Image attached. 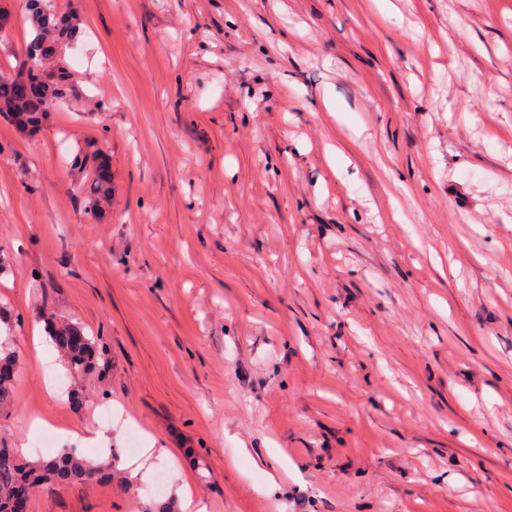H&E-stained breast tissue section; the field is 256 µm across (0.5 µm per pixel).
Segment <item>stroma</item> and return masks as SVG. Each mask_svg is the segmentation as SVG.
I'll use <instances>...</instances> for the list:
<instances>
[{
  "mask_svg": "<svg viewBox=\"0 0 512 512\" xmlns=\"http://www.w3.org/2000/svg\"><path fill=\"white\" fill-rule=\"evenodd\" d=\"M56 2L76 97L0 120V443L95 473L25 512H146L159 470L191 512H512V0ZM45 308L108 350L82 405ZM76 161L91 170L89 181L80 186V190L85 195V214L91 220H95L101 216L104 206L109 205L111 201L110 161L100 150L91 154L79 151L76 154ZM19 322V317L10 309L0 306V409L8 405L16 379L18 358L11 338ZM1 325L5 327V335H2Z\"/></svg>",
  "mask_w": 512,
  "mask_h": 512,
  "instance_id": "obj_1",
  "label": "stroma"
}]
</instances>
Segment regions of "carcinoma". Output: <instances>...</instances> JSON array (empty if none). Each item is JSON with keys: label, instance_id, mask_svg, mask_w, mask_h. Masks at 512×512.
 Wrapping results in <instances>:
<instances>
[{"label": "carcinoma", "instance_id": "cac0c4a2", "mask_svg": "<svg viewBox=\"0 0 512 512\" xmlns=\"http://www.w3.org/2000/svg\"><path fill=\"white\" fill-rule=\"evenodd\" d=\"M25 13L31 26L22 66L13 73L0 71V117L20 132L37 131L56 106L66 97L68 72L62 65L63 48L75 39L77 15L58 10L52 0H25ZM76 161L90 168L91 176L80 186L85 195V214L99 218L110 204L112 175L107 155L97 150L78 152ZM46 336L54 345L60 361L71 371L95 373L107 361L94 337L78 323L42 312ZM20 319L0 306V408L8 405L16 379L18 358L12 346V330ZM89 474L87 466L73 448H63L43 465L22 457L14 448L0 446V512H15L13 497L30 495L47 483H69Z\"/></svg>", "mask_w": 512, "mask_h": 512}]
</instances>
